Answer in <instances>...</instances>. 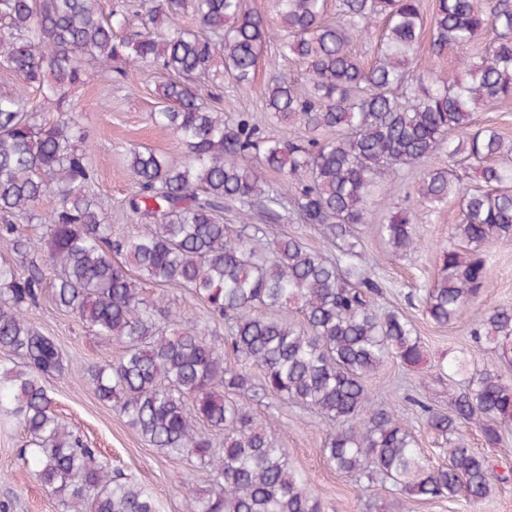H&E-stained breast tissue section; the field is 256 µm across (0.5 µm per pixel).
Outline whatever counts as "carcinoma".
<instances>
[{
  "label": "carcinoma",
  "mask_w": 512,
  "mask_h": 512,
  "mask_svg": "<svg viewBox=\"0 0 512 512\" xmlns=\"http://www.w3.org/2000/svg\"><path fill=\"white\" fill-rule=\"evenodd\" d=\"M188 6L195 29L172 25L158 34ZM326 8L327 0H275L270 17L245 0H136L106 15L99 0H0V71L19 80L0 95V242L33 254L23 268L0 264V351L22 359L0 365V411L29 435L22 460L65 512H157V505L112 474L54 409L46 383L63 373V354L24 313L42 296L48 270L57 308L124 345L119 358L91 367L98 399L153 447L206 469L208 488L187 489L188 512H320L270 424L233 400L254 388V365L267 395L323 418L326 459L360 486L388 483L410 500L462 496L476 506L494 480H506L468 446L462 427L478 425L492 447L512 422V381L502 374L512 368V308H489L473 324L488 353L482 365L462 355L439 367L465 383L448 410L413 399L448 443L445 463L435 467L412 431L373 405L368 380L391 359L419 365L424 350L409 320L380 312L371 274L347 276L356 252L346 239L368 223L373 188L417 164L420 202L454 200L460 210V244L442 251L443 275L426 290V314L448 325L485 286L484 259L463 246L512 239V167L494 164L512 145L493 127H475L473 112L512 100V0H435L431 55L487 34L490 43L462 73L432 71L425 85L414 76L419 0H336L330 23ZM377 27L375 46L359 49ZM275 35L304 78L273 69L265 111L273 124L303 127L298 143L271 136L246 112L224 115L198 87L220 75L251 84ZM114 62L123 79L145 65L161 72L160 105L149 120L185 149L180 162L128 149L129 210L152 225L134 239L112 238L88 188L94 171L75 116L45 122L28 104L30 89L64 104L88 71L110 76ZM444 148L448 159L477 167L480 185L430 165ZM266 171L282 174L284 185L268 186ZM50 191L59 207L43 217L46 234L35 241L24 222L38 218ZM226 200L237 204L234 232L221 215ZM288 209L344 242L336 258L278 231ZM380 232L394 253L419 241L405 210ZM147 283L189 289L207 321L168 313L160 322L158 300L143 294ZM213 323L227 327L225 338L210 336Z\"/></svg>",
  "instance_id": "carcinoma-1"
}]
</instances>
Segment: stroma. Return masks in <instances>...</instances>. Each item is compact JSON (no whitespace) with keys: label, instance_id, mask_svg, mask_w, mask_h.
<instances>
[{"label":"stroma","instance_id":"35a3bbf8","mask_svg":"<svg viewBox=\"0 0 512 512\" xmlns=\"http://www.w3.org/2000/svg\"><path fill=\"white\" fill-rule=\"evenodd\" d=\"M274 64L296 76L302 73L297 63L281 59L279 43L273 40L267 44L252 84L238 86L219 80L209 83L208 88L220 95L225 112H247L256 120H264L262 89ZM160 82L159 75L149 68L141 70L132 85L91 71L69 97V108L89 136L88 159L95 172L92 190L102 200L117 237H134L150 229L149 223L133 217L126 208L134 191L128 169L129 146L140 144L177 161L184 157L179 141L148 120L158 102ZM420 176V168L406 169L394 181L377 186L370 200V221L358 225L355 234L361 254L358 267L369 270L382 287L380 308L401 313L414 324L426 355L425 363L416 368L388 361L371 377L370 392L414 433L424 454L438 463L444 457L445 445L427 427L411 400L426 396L436 408L447 409L448 386L427 383L428 374L437 373L440 361L460 350L478 360L485 358L484 347L475 341L471 328L484 310L512 307V240L489 238L478 244L477 250L487 263L485 288L456 322L445 327L435 325L425 314V290L440 276L441 251L453 240L459 208L452 201L434 208L421 204L415 193ZM400 209L412 214L420 239L418 249L407 255L393 253L379 232L384 218ZM26 316L63 352L64 375L48 381L60 418L97 448L100 459L110 468L150 492L159 512H187L186 489L207 488L205 469L148 445L94 393L89 367L117 358L122 344L93 335L74 315L58 310L47 291L38 305L29 307ZM240 402L258 418L271 422L275 438L289 451L293 469L320 497L323 512H512V433L497 447L489 448L478 427L471 425L464 430L469 446L492 460L502 477L481 505L473 507L462 499L414 502L390 490L358 487L331 467L322 453L330 429L317 414L260 393H248ZM26 441L23 430L0 414V512H62L57 498L24 464L21 450Z\"/></svg>","mask_w":512,"mask_h":512}]
</instances>
